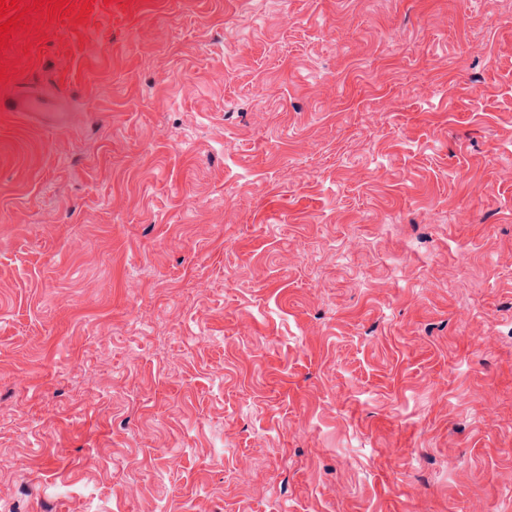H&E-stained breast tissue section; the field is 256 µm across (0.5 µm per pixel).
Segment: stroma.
<instances>
[{
    "label": "stroma",
    "mask_w": 512,
    "mask_h": 512,
    "mask_svg": "<svg viewBox=\"0 0 512 512\" xmlns=\"http://www.w3.org/2000/svg\"><path fill=\"white\" fill-rule=\"evenodd\" d=\"M0 61V512H512V0H73ZM65 101L64 94L52 98L38 93H19L9 99H1L0 112H22L27 116L53 122L62 120Z\"/></svg>",
    "instance_id": "1"
}]
</instances>
